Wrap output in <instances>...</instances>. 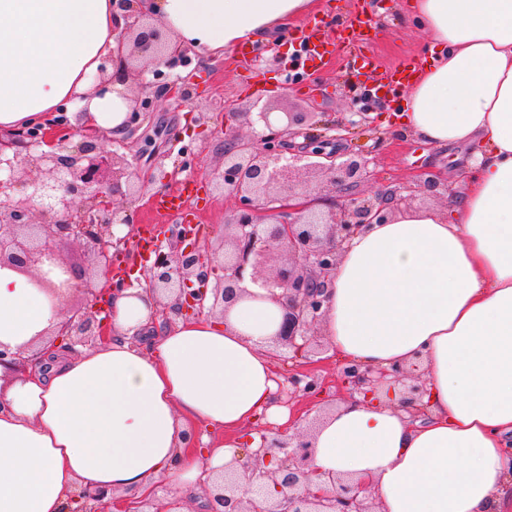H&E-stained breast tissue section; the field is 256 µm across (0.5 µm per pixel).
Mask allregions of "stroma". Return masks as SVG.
<instances>
[{
    "instance_id": "1",
    "label": "stroma",
    "mask_w": 512,
    "mask_h": 512,
    "mask_svg": "<svg viewBox=\"0 0 512 512\" xmlns=\"http://www.w3.org/2000/svg\"><path fill=\"white\" fill-rule=\"evenodd\" d=\"M407 0H383L387 13L370 44L382 66H398L419 61L430 41L428 33L405 12ZM305 24L296 19L288 30L272 29L261 42V51L242 61L240 53L210 58L192 56L190 63L167 70V79L191 76L196 95L189 101L170 98L157 86L145 88L155 107L140 127L130 134L121 153L137 164L147 189L136 202L145 224H175L174 214L156 212L153 201L159 196L177 192L182 185L192 184L199 190L198 200L190 201L196 224L202 228L201 246L216 250L224 244V213L232 208L215 185L213 172L224 155V125L230 111H248L252 103L268 107L274 115L305 112L309 118L300 132L291 137L292 146L304 145L310 136L323 140L329 156L361 153L370 161L371 177L361 183L356 193L370 200L389 189H404L413 196L416 207H446L448 197L458 195L461 187L451 176L457 167L471 157L465 147H436L408 134L383 126L382 123L347 128L350 113L376 112L374 103L365 102L362 94L367 78L347 70L344 50H337L334 62L315 68L312 86L287 88L289 61L293 54L290 39L299 35ZM157 134L163 148L160 155H149L147 135ZM432 173L448 179L447 196H429L420 185L422 174ZM273 371L279 383L276 401L285 407L289 418L278 424L266 418L243 431L244 438L236 450L240 460H247L252 449L263 438L294 436L309 427L312 418L323 409L347 398L336 386V375L342 364L330 347H322L319 363L312 370L322 386L317 401L306 395L290 394L288 377L295 366L280 354H273Z\"/></svg>"
}]
</instances>
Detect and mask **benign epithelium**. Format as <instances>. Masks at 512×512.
Listing matches in <instances>:
<instances>
[{
	"label": "benign epithelium",
	"mask_w": 512,
	"mask_h": 512,
	"mask_svg": "<svg viewBox=\"0 0 512 512\" xmlns=\"http://www.w3.org/2000/svg\"><path fill=\"white\" fill-rule=\"evenodd\" d=\"M119 48L102 59L101 73L112 71L99 88L117 82L128 84L130 76L141 77L147 86L164 77L160 67H170L189 58L188 49L163 38L160 24L144 13L125 15L118 36ZM152 79H147V76ZM173 97L188 101L195 95L190 77L164 84ZM150 98L131 97L132 128L141 114L150 111ZM262 109L259 131L243 136L235 133L224 148L222 166L215 172L224 196L237 205L224 220V259L217 253L182 243L196 236V225L177 224L169 244L156 245L148 268L151 291L174 297L164 305L166 313H226L246 293V281L264 288H278L285 298L283 318L276 344L292 357L311 352L310 332L323 316L325 290L333 277L339 251L367 224H383L409 207L399 190L379 193L362 200L353 188L367 179L368 160L350 154L329 167L310 158L322 152L303 149L290 157L288 136L307 120L304 112L285 113L286 122L275 126ZM313 175L327 173L341 202L322 196V186L306 183L297 190L292 184L296 163ZM145 181L132 164L117 152L105 150L98 136L82 132L66 114L50 128L32 126L4 141L0 139V267L30 273L35 283L53 297L66 302L82 294L80 304L70 308L61 325L67 349L102 343L106 324L98 318L100 289L79 268L66 262L59 242L82 245L93 256L95 267L112 264V248L126 243L114 238L112 227L133 228L129 204L143 194ZM125 197L118 202L115 196ZM303 199L299 207L288 204ZM62 279L53 282L50 274ZM25 356L0 342V365L17 369ZM409 380L404 396L417 411H424L425 379L408 377L405 368L372 370L356 362L341 368V382L350 394L373 395L385 384ZM294 391L309 396L320 393L317 383L296 375L288 378ZM312 448L301 436L287 440L264 439L262 448L250 457L251 475L240 473L233 460L215 471L207 481L210 512H375L365 487L327 475L339 484L330 496L312 486L308 462ZM248 481L251 497L239 495L241 481ZM110 498L106 489L85 488L73 496L71 512H94V505Z\"/></svg>",
	"instance_id": "obj_1"
}]
</instances>
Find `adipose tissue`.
<instances>
[{
  "mask_svg": "<svg viewBox=\"0 0 512 512\" xmlns=\"http://www.w3.org/2000/svg\"><path fill=\"white\" fill-rule=\"evenodd\" d=\"M315 0H143L174 42L234 52L310 12ZM431 35L411 77L403 130L473 148L466 192L447 213L411 209L342 250L322 333L371 368L421 361L428 416L400 392L357 397L310 435L309 477L365 484L379 512H505L512 500V0H410ZM118 0H0V134L50 122L59 104L106 139L129 102L93 82L118 47ZM219 317L178 321L157 339L144 287L114 291L112 339L70 354L33 275L0 267V342L36 357L0 366V512H65L78 487L115 497L166 481L174 498L231 458L220 438L275 412L268 345L282 320L269 289Z\"/></svg>",
  "mask_w": 512,
  "mask_h": 512,
  "instance_id": "adipose-tissue-1",
  "label": "adipose tissue"
}]
</instances>
